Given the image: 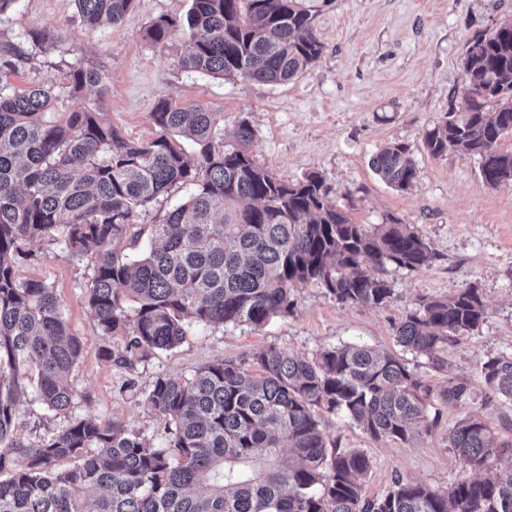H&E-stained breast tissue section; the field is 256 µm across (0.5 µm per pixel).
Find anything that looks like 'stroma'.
<instances>
[{"label":"stroma","mask_w":512,"mask_h":512,"mask_svg":"<svg viewBox=\"0 0 512 512\" xmlns=\"http://www.w3.org/2000/svg\"><path fill=\"white\" fill-rule=\"evenodd\" d=\"M324 45L320 58L283 84L203 76L181 69L178 42L155 46L143 37L151 20L182 15L188 0H135L125 19L89 30L74 0H17L0 14V36L24 42L46 35L51 49H32L8 77L17 87L62 86L71 64L104 66L105 90L90 87L67 100L68 108L100 113L128 140L155 136L149 114L156 102L204 104L217 112L221 134L231 136L241 119L255 133L257 161L278 179L294 183L320 173L331 202L354 222L374 225L388 216L412 225L435 257L419 271L390 269L393 298L383 307L340 305L314 284L298 288L297 306L259 326H188L184 341L164 351L126 354L125 340L102 336L87 305L84 264L73 260L62 237L43 241L38 261L21 265L20 277L50 283L60 296L82 357L70 383L76 398L64 414L46 409L34 387L18 404L16 434L26 440L51 437L72 422L116 420L156 446L168 439L166 421L144 403L157 377L194 373L219 360L252 367V354L273 346L313 357L347 343L393 348V326L428 297L449 296L467 285L479 288L486 319L460 344L449 347L437 371L424 360L416 370L434 388L467 380L469 400L435 401L438 424L417 443L374 440L343 415L321 411L327 442L358 449L373 467L363 494H386L395 478L434 489L475 475L448 447V430L460 419L481 417L499 440H512V402L485 404L478 368L483 360L512 353V184L486 185L477 157L451 149L435 157L423 144L427 129L448 113L464 111L463 60L474 32L493 33L512 21V0H303ZM410 147L419 171L412 189L399 192L373 170L370 160L384 145ZM129 364H120V356Z\"/></svg>","instance_id":"stroma-1"}]
</instances>
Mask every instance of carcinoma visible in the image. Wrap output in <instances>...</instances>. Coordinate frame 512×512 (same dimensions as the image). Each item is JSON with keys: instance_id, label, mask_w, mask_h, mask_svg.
<instances>
[{"instance_id": "carcinoma-1", "label": "carcinoma", "mask_w": 512, "mask_h": 512, "mask_svg": "<svg viewBox=\"0 0 512 512\" xmlns=\"http://www.w3.org/2000/svg\"><path fill=\"white\" fill-rule=\"evenodd\" d=\"M84 25L117 23L134 0H75ZM154 45L181 40V68L263 84L292 80L323 53L313 16L299 0H189L186 12L145 29ZM28 59L0 37V512H512V443L472 416L448 430V447L474 470L508 456L492 478L436 490L398 477L380 498L363 496L372 466L357 450L327 445L318 411L341 413L375 440L408 442L438 419L433 401L471 397L465 381L434 392L405 355L439 370L448 347L486 318L479 288L421 300L393 325L401 352L349 344L311 358L275 347L253 355L261 373L220 360L188 377L159 376L145 403L167 420L154 447L115 420L82 419L49 439L15 434L17 396L35 384L48 410L76 397L70 375L82 355L55 288L18 276L36 246L58 234L86 262L88 306L104 336L126 350L179 345L189 321L259 326L293 313L294 292L314 284L341 305L383 307L390 267L418 271L435 256L409 224L390 216L370 229L328 200L318 173L281 182L254 158L247 120L233 140L217 136V113L160 99L156 137L124 139L99 113L47 111L88 87L105 89L99 66L72 64L62 87L20 89L4 77ZM467 110L427 130L440 156L478 157L491 187L512 183V22L475 33L463 61ZM193 143L195 160L174 139ZM371 166L393 189L418 179L408 147L391 143ZM194 192L152 224L140 210L182 185ZM126 242L131 253L118 249ZM494 398L512 401V355L482 362ZM95 452H90V449ZM74 460L69 469L59 462Z\"/></svg>"}]
</instances>
